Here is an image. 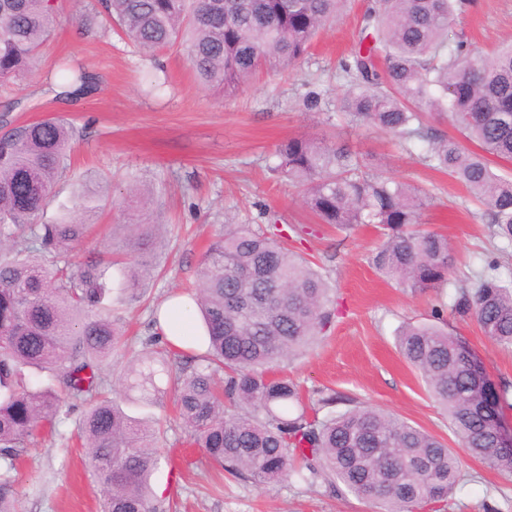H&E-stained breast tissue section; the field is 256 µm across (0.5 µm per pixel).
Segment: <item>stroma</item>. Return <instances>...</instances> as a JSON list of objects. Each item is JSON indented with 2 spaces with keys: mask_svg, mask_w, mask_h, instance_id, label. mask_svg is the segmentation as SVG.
<instances>
[{
  "mask_svg": "<svg viewBox=\"0 0 512 512\" xmlns=\"http://www.w3.org/2000/svg\"><path fill=\"white\" fill-rule=\"evenodd\" d=\"M369 3L347 0L304 59L282 72L258 71L227 95L198 82L181 45L146 55L101 23L86 24L97 0H60L54 35L32 72L0 87V121L62 116L78 130L71 167L41 223L61 221L84 184L100 195L94 223H127L136 209L126 193L133 183L147 191L151 217L163 226L142 298L112 308L113 319L133 342L129 350L113 353L105 369L109 381L125 378L156 308L172 293H193L206 246L225 221L259 224L269 214L277 224L306 229L304 238L289 243L314 262L340 303L321 341L286 362L283 373L305 391L335 390L443 438L461 461L448 512H512V473L469 455L396 348L404 322H432L433 308L452 304L457 287L486 271L491 259L500 263L498 275L512 278V245L458 183L425 165V142L399 144L393 136L356 126L339 111L348 84L343 65L351 59ZM455 31L487 51L512 40V0H467ZM71 66L93 77L91 93L61 95L58 71ZM150 71L165 78L160 90H147L143 77ZM310 89L321 94L314 111L302 105ZM296 136L349 145L361 154L367 173L397 177L430 196L423 226L448 237L451 286L439 294L395 287L368 262L381 241L374 226L342 231L316 223L301 188L272 169L277 145ZM446 319L449 332L468 344L490 382L512 386V349L489 342L471 321L451 313ZM151 414L166 422L152 485L175 512H377L375 504L342 490L330 493L297 481L264 489L229 475L217 478L201 451L185 444L170 407L155 406ZM73 428L69 421L59 436L39 439L19 465L15 479L22 512H97L99 489L71 438Z\"/></svg>",
  "mask_w": 512,
  "mask_h": 512,
  "instance_id": "obj_1",
  "label": "stroma"
}]
</instances>
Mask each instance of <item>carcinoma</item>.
<instances>
[{
  "mask_svg": "<svg viewBox=\"0 0 512 512\" xmlns=\"http://www.w3.org/2000/svg\"><path fill=\"white\" fill-rule=\"evenodd\" d=\"M344 0H100L103 18L140 51L185 46L201 83L229 94L259 69L296 64ZM463 0H372L358 47L344 64L350 84L341 111L402 141L423 137L427 114L450 117L460 137L427 139L424 161L462 184L512 242V178L493 170L512 162V43L492 54L450 38ZM53 0H0V82L30 70L56 22ZM67 70L63 94L90 89ZM76 130L63 118L0 132V512H20L12 471L39 436H54L81 410L74 436L102 489L100 512H164L151 475L163 438L155 422L104 391L102 367L126 345L112 305L141 297L145 254L159 225L125 224L124 239L93 255L76 249L98 193H78L77 211L39 224L69 168ZM273 170L304 188L322 224L348 230L375 224L381 243L370 265L413 292L450 282L447 236L418 229L428 198L391 177L363 170L359 155L304 136L278 145ZM204 352H156L178 365L174 402L187 443L218 470L260 488L298 479L310 487L341 482L381 512L444 509L460 477L446 442L400 416L359 403L335 410L332 389L303 392L279 374L334 320L331 288L312 262L288 247L275 224H226L209 243L194 294ZM451 311L490 342L512 347V282L492 273L456 290ZM463 340L436 324L405 323L398 347L419 372L468 453L512 472V447L495 422L512 408L506 391L478 378ZM129 374L154 385L150 358Z\"/></svg>",
  "mask_w": 512,
  "mask_h": 512,
  "instance_id": "cac0c4a2",
  "label": "carcinoma"
}]
</instances>
